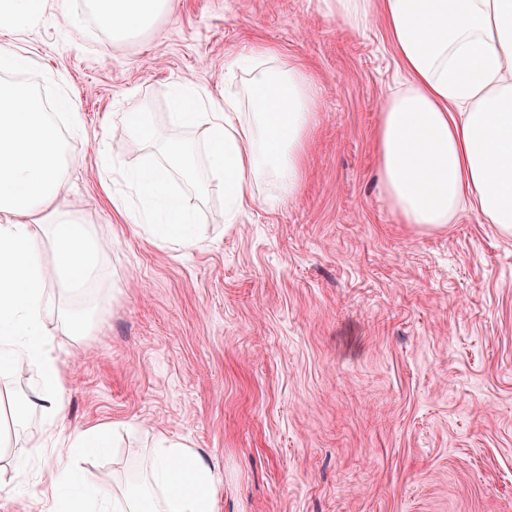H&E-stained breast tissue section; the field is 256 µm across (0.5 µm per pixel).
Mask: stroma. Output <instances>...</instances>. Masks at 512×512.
Here are the masks:
<instances>
[{
  "mask_svg": "<svg viewBox=\"0 0 512 512\" xmlns=\"http://www.w3.org/2000/svg\"><path fill=\"white\" fill-rule=\"evenodd\" d=\"M85 9L43 0L36 23L0 33L49 101L79 106L57 206L93 224L108 287L84 296L93 329L53 323L60 429H115L79 474L112 488L165 436L210 467L214 512H512V236L471 210L432 231L393 214L376 126L402 71L384 24L349 30L315 0H178L118 48L95 23L67 30ZM257 45L316 84L301 188L261 185L274 204L224 224L223 186L199 194L174 174L204 237L170 249L113 210L99 157L158 161L124 113L146 105L165 126L183 81L216 99L242 90L224 61ZM36 377L30 365L0 378V512L41 509L48 459L19 481L7 460L33 440L6 409Z\"/></svg>",
  "mask_w": 512,
  "mask_h": 512,
  "instance_id": "stroma-1",
  "label": "stroma"
}]
</instances>
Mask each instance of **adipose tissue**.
<instances>
[{
    "label": "adipose tissue",
    "mask_w": 512,
    "mask_h": 512,
    "mask_svg": "<svg viewBox=\"0 0 512 512\" xmlns=\"http://www.w3.org/2000/svg\"><path fill=\"white\" fill-rule=\"evenodd\" d=\"M89 9L121 43L150 30L174 0H87ZM317 9L352 30L382 18L407 84L383 100L376 133L379 180L396 217L436 228L470 209L485 223L512 234V0H316ZM246 76L248 97L204 101L193 83L180 84L170 121L203 127L206 164L196 170L193 144L172 143L149 109L127 113L135 137L162 143L157 162L122 171L138 206L112 194L113 208L165 245L183 250L202 239L193 211L169 193L174 172L196 190L208 179L224 185L219 218L233 223L245 206L258 203V187L276 178L285 195L302 180L306 140L316 119L311 75L283 66L260 45L225 60ZM208 111H201V104ZM74 166L41 98L23 83H0V376L21 360L38 368V389L16 410L18 424L39 414L42 435L32 454L49 456L41 491L46 512H213L216 485L210 468L185 443L159 438L136 485L122 497L92 477L85 494L67 495L76 480L74 459L102 443L107 428L73 430L59 438L63 418V372L48 325L47 291L75 292L94 280L100 246L83 218L59 211ZM44 219L34 233L35 219ZM53 268L40 259L43 243Z\"/></svg>",
    "instance_id": "1"
}]
</instances>
